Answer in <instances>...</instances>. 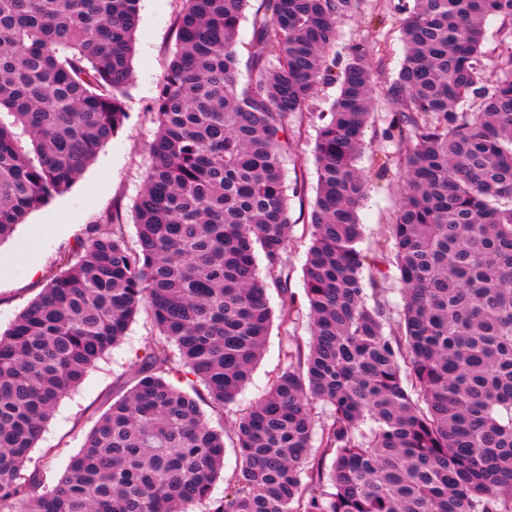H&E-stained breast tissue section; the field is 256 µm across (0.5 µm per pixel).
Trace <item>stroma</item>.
Returning a JSON list of instances; mask_svg holds the SVG:
<instances>
[{
  "mask_svg": "<svg viewBox=\"0 0 512 512\" xmlns=\"http://www.w3.org/2000/svg\"><path fill=\"white\" fill-rule=\"evenodd\" d=\"M398 0H363L357 14L342 18L334 51L346 58L352 45L375 46L381 62L376 87V105L366 131L359 166L369 180V192L359 211L363 235L359 247L375 251L387 234L390 221L399 207L402 177L388 157L394 147L382 132L387 126L388 106L385 92L401 68L406 46L401 39ZM181 0H140V21L135 33L132 60L133 78L126 90L129 117L116 134L104 144L95 161L63 194L32 211L12 236L0 243V332L36 299L67 262L89 229L118 217L123 239L137 247L134 203L142 191L149 148L157 125L152 112L165 67L178 48L176 18ZM317 129L309 118H300L293 147L285 159V184L289 192V218L293 225L288 252L284 257L288 270L286 289L268 291L272 309H279L282 297H291L296 308L307 310L303 267L311 244L309 212L318 182L314 146ZM38 266L37 277H29V266ZM154 335L146 313L131 322L126 336L113 347L85 379L57 405L50 418L41 447H53L54 456L43 462L47 485H55L71 456L78 453L98 417L113 398L131 387L134 362ZM307 345L310 328L300 319L290 331L272 326L263 354L245 388L226 404L223 412H209L212 426L223 427L228 449L222 477L216 480L211 497L224 496V481L238 466L231 444L233 428L240 417L268 389L272 378L283 366L282 351L289 340Z\"/></svg>",
  "mask_w": 512,
  "mask_h": 512,
  "instance_id": "1",
  "label": "stroma"
}]
</instances>
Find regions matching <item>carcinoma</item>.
Listing matches in <instances>:
<instances>
[{
    "label": "carcinoma",
    "mask_w": 512,
    "mask_h": 512,
    "mask_svg": "<svg viewBox=\"0 0 512 512\" xmlns=\"http://www.w3.org/2000/svg\"><path fill=\"white\" fill-rule=\"evenodd\" d=\"M182 2L135 204L139 248L114 224L93 227L0 334V512L209 501V512H512L511 27L499 76L483 83L485 20L511 23L512 0H401L407 53L385 137L404 186L373 255L358 249L368 179L357 158L379 69L364 43L341 64L330 56L360 0H260L245 82L235 46L250 0ZM139 3L0 0V241L67 191L128 119ZM328 81L338 94L315 115L308 350L288 348L240 416L239 467L213 502L224 429L201 403L224 410L261 357L267 290L288 279L284 159ZM390 255L398 320L379 287ZM142 308L155 335L135 383L41 489L30 453L57 403ZM177 374L207 396L173 386ZM318 404L329 416L315 450Z\"/></svg>",
    "instance_id": "cac0c4a2"
}]
</instances>
